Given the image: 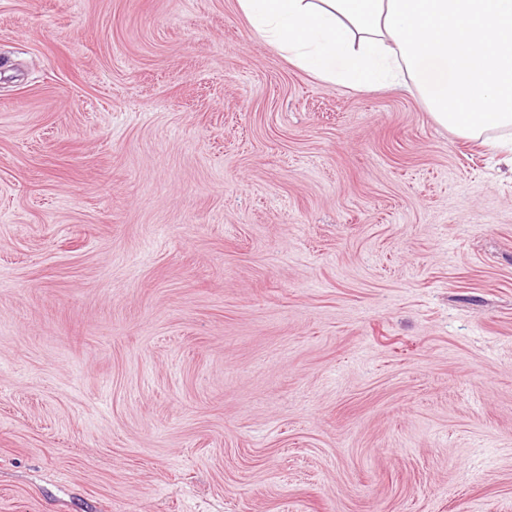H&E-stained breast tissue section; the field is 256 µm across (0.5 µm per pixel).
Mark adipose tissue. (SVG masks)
Listing matches in <instances>:
<instances>
[{"mask_svg": "<svg viewBox=\"0 0 512 512\" xmlns=\"http://www.w3.org/2000/svg\"><path fill=\"white\" fill-rule=\"evenodd\" d=\"M253 33L316 78L408 85L467 139L512 130V0H237Z\"/></svg>", "mask_w": 512, "mask_h": 512, "instance_id": "obj_1", "label": "adipose tissue"}]
</instances>
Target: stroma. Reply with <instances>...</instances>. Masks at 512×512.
<instances>
[{
  "label": "stroma",
  "mask_w": 512,
  "mask_h": 512,
  "mask_svg": "<svg viewBox=\"0 0 512 512\" xmlns=\"http://www.w3.org/2000/svg\"><path fill=\"white\" fill-rule=\"evenodd\" d=\"M0 512H512V167L236 0H0Z\"/></svg>",
  "instance_id": "1"
}]
</instances>
